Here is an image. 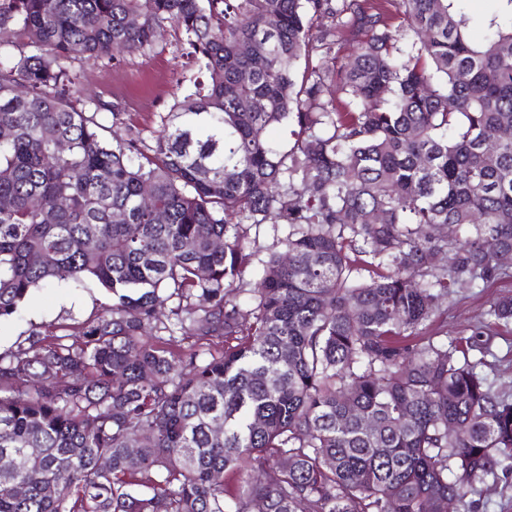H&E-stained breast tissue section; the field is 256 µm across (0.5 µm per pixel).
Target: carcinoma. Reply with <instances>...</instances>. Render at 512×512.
<instances>
[{"label": "carcinoma", "instance_id": "1", "mask_svg": "<svg viewBox=\"0 0 512 512\" xmlns=\"http://www.w3.org/2000/svg\"><path fill=\"white\" fill-rule=\"evenodd\" d=\"M462 2L0 0V320L37 288L111 298L80 340L0 356V512H448L512 472V396L467 356L490 326L461 358L430 330L512 269V0L481 43ZM166 22L200 77L177 74L192 90L148 155L100 134L72 63ZM290 121L285 151L267 131ZM269 221L285 251L251 288ZM351 252L386 272L357 278ZM163 287L220 351L143 336ZM489 315L512 322V297ZM250 237L256 239L261 245L262 251L253 258L252 264L246 269L244 279L247 281H256L259 278L262 269L260 259L267 260L268 253L273 246L281 249L282 241L288 234V225L286 224H261L260 226H253L250 229Z\"/></svg>", "mask_w": 512, "mask_h": 512}]
</instances>
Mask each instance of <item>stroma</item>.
I'll list each match as a JSON object with an SVG mask.
<instances>
[{"label": "stroma", "instance_id": "stroma-1", "mask_svg": "<svg viewBox=\"0 0 512 512\" xmlns=\"http://www.w3.org/2000/svg\"><path fill=\"white\" fill-rule=\"evenodd\" d=\"M183 36L164 24L151 51L124 57L117 64H76L82 99L98 105L94 118L104 137L120 133L148 150L162 129V121L177 94L175 74L190 66ZM118 105L111 114L109 105ZM512 297V271L479 280L457 290L444 305L436 327L450 341L470 337L489 320L488 312L499 299ZM108 295L99 288L62 284L36 290L18 314L0 322V354L27 347L33 335L72 343L86 322L108 306ZM483 368L496 388L512 392V323L494 329L491 353ZM471 512H512V474L487 479L473 494Z\"/></svg>", "mask_w": 512, "mask_h": 512}]
</instances>
